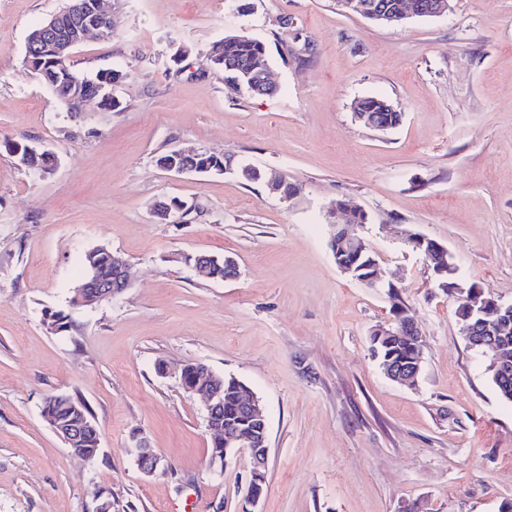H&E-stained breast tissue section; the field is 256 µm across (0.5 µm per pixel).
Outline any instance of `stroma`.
I'll use <instances>...</instances> for the list:
<instances>
[{
  "label": "stroma",
  "mask_w": 512,
  "mask_h": 512,
  "mask_svg": "<svg viewBox=\"0 0 512 512\" xmlns=\"http://www.w3.org/2000/svg\"><path fill=\"white\" fill-rule=\"evenodd\" d=\"M66 3L0 0V140L33 139L60 161L39 179L0 151V512H95L105 497L112 512H247L248 455L210 467L204 404L175 374L190 362L235 376L264 408L256 512H502L512 404L463 336L455 294L401 232L445 246L460 284L512 303V0H450L399 26L336 0H125L112 37L72 56L121 71L122 109L77 117L23 64L31 29ZM229 33L267 44L274 94L232 90L208 67ZM365 98L400 123L356 120ZM170 148L281 171L301 194L163 171ZM171 198L192 204L184 223L155 216ZM336 199L366 213L392 287L337 269ZM100 245L128 260L130 286L70 306ZM198 252L233 258L238 277H195L183 258ZM399 308L424 340L412 389L384 375L370 339ZM48 309L68 314L66 331L47 328ZM74 393L100 434L92 461L41 415ZM136 432L170 471L141 473ZM369 112H371L372 115L380 114L386 122L379 116H370L368 114ZM355 114L357 118L365 124L380 130L392 128L399 123L401 118V112L397 111L392 104L378 98H366L361 100L357 105Z\"/></svg>",
  "instance_id": "stroma-1"
}]
</instances>
